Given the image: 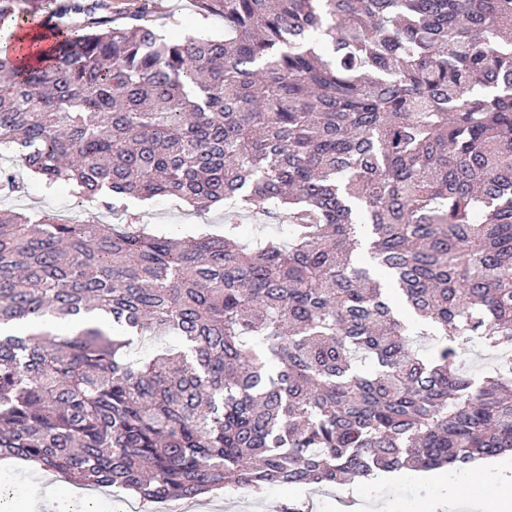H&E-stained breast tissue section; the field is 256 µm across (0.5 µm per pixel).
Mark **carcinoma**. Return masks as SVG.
<instances>
[{
	"mask_svg": "<svg viewBox=\"0 0 512 512\" xmlns=\"http://www.w3.org/2000/svg\"><path fill=\"white\" fill-rule=\"evenodd\" d=\"M106 9L0 0L46 50L0 55V145L224 234L0 209V458L176 503L512 452V0H196L226 34L183 38ZM128 205V212L138 214L144 224H156L165 231L185 233L191 231L195 224H210L212 232L223 233L222 207L198 214L169 197H155L147 203L132 199Z\"/></svg>",
	"mask_w": 512,
	"mask_h": 512,
	"instance_id": "carcinoma-1",
	"label": "carcinoma"
}]
</instances>
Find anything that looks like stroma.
Masks as SVG:
<instances>
[{
    "instance_id": "1",
    "label": "stroma",
    "mask_w": 512,
    "mask_h": 512,
    "mask_svg": "<svg viewBox=\"0 0 512 512\" xmlns=\"http://www.w3.org/2000/svg\"><path fill=\"white\" fill-rule=\"evenodd\" d=\"M154 15L158 21H178L180 35H194L198 30H206L211 35H223L222 16H210L204 26H197L194 0H152ZM0 168L12 173L25 183L26 189L20 195H0V208H11L27 214L44 211L62 216L77 214L85 224H106L114 222L111 211L93 202H76L65 186L45 187L37 180L29 178L14 153L0 156ZM129 210L137 214L143 223L159 225L169 232L185 233L195 225H210L212 232L222 233L224 210L217 207L198 214L169 197H157L142 203L130 200ZM492 473L469 470L466 472L448 471L447 477L454 485L457 499L466 500L488 486L492 480L512 478V453H505L495 460ZM0 487L9 489L15 496V508H23L27 499L44 496L53 491L57 503H65L76 488L60 478L27 467L12 459L0 460ZM437 491L436 483L428 480L423 471H401L387 474L380 483L367 481L349 485L343 492L325 487L310 485L299 489L285 486H271L256 496H246L236 491H228L217 497L196 500L190 512H282L291 500L301 503H314L313 512H370L377 498L391 501L396 512H423Z\"/></svg>"
}]
</instances>
